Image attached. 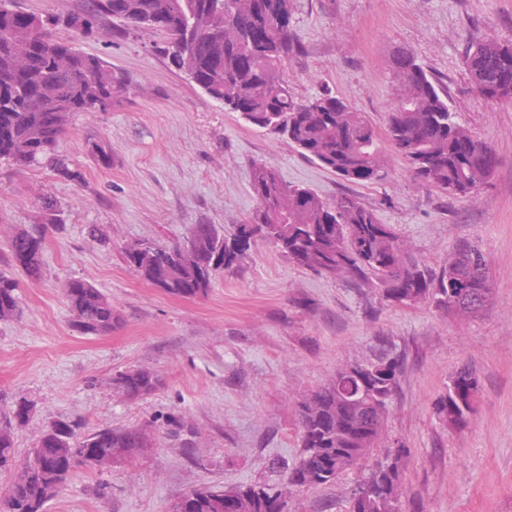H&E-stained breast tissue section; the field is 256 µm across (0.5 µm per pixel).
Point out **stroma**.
<instances>
[{"label": "stroma", "instance_id": "1", "mask_svg": "<svg viewBox=\"0 0 512 512\" xmlns=\"http://www.w3.org/2000/svg\"><path fill=\"white\" fill-rule=\"evenodd\" d=\"M18 4L59 17L53 37L106 61L126 89L106 110L72 117L57 152L78 180L45 161H0V260L16 229L43 223L44 202L56 205L42 278L12 272L20 313L0 322V397L34 404L14 434L22 453L56 420L79 422L85 433L142 427L151 438L132 462L77 470L46 512H170L195 488L282 481L270 465L300 453L303 397L338 367L368 360L378 336L405 355L388 437L372 451L380 458L393 440L407 448L403 512H512V102L481 97L464 64L471 41H512V0H292L285 75L296 96L331 92L386 137L398 94L392 59L412 50L496 153L493 174L473 197L414 184L390 148L383 179L344 181L190 82L166 59L164 35L109 18L90 35L63 24L93 0ZM257 162L323 198L354 196L432 267L460 242L478 243L491 282L485 307L461 321L422 303L393 304L377 289L293 266L260 240L238 269L217 275L207 298H175L143 281L125 259L127 244L167 246L196 224L253 222ZM92 224L102 241L89 238ZM73 279L99 288L122 326L100 336L74 330L65 298ZM464 363L477 370L481 392L470 426L453 431L435 404ZM138 368L159 385L132 399L113 378ZM173 417L189 423L190 435L173 432ZM363 477L354 470L293 493L289 512H347Z\"/></svg>", "mask_w": 512, "mask_h": 512}]
</instances>
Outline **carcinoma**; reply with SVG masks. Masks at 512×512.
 <instances>
[{
    "label": "carcinoma",
    "mask_w": 512,
    "mask_h": 512,
    "mask_svg": "<svg viewBox=\"0 0 512 512\" xmlns=\"http://www.w3.org/2000/svg\"><path fill=\"white\" fill-rule=\"evenodd\" d=\"M198 12L210 25L197 43L195 85L232 112L242 108L244 122L287 139L301 155L342 180L363 183L384 176L383 146L364 113L329 93L299 100L283 79L284 59L293 44L291 0H95L91 10L70 15L66 25L89 32L105 16L129 29L162 33L171 65L183 71L189 63L178 45ZM54 24L53 18L21 10L15 0H0V160L27 165L46 159L59 175L75 181L80 174L56 154L58 142L75 113L108 106L124 82L102 59L50 39L46 29ZM464 61L480 96L496 103L512 100V42L475 41L466 48ZM412 69L416 76L411 96L389 112V144L405 158L415 181L450 196L477 194L497 165L493 148L459 121L445 91L414 53L394 55L398 86ZM258 170L268 176L252 181L261 209L251 238L236 231L226 234L214 224H196L191 231L199 243L196 263L183 262L178 243L161 247L146 242L125 250L127 262L142 280L165 293L198 299L208 296L217 271L238 267L251 243L262 239L289 263L318 274L342 264L347 277L380 289L390 302H423L451 315L470 316L484 305L476 299L489 291L487 260L479 245H459L448 262L433 269L410 254H399L395 230L355 197L342 194L325 200L307 187L286 183L263 164L253 166ZM46 228L37 224L16 231L7 265L39 278ZM19 288L13 276L0 272V321L16 316ZM66 299L72 326L82 334H108L122 323L112 301L88 282L69 281ZM377 341L372 358L300 403L299 460L292 467L275 463L287 475L288 490L336 482L365 461L381 438L404 357L387 338ZM114 381L130 398L147 396L159 385L148 369L122 371ZM480 387L473 367L454 373L436 404L448 428L469 425ZM33 409L27 399L0 409V472L12 470L19 456L14 429L29 421ZM144 435L141 429L108 427L82 434L75 421L52 422L27 452L25 475L14 476L0 496V512H45L76 468L97 469L95 455L112 448L136 457L144 448ZM54 448H75L80 461L61 459L52 453ZM405 456L404 446L389 448L385 461L369 466L349 512H385ZM243 499L250 502L251 512H288L279 484L203 487L184 497L189 512H232L233 501Z\"/></svg>",
    "instance_id": "carcinoma-1"
}]
</instances>
